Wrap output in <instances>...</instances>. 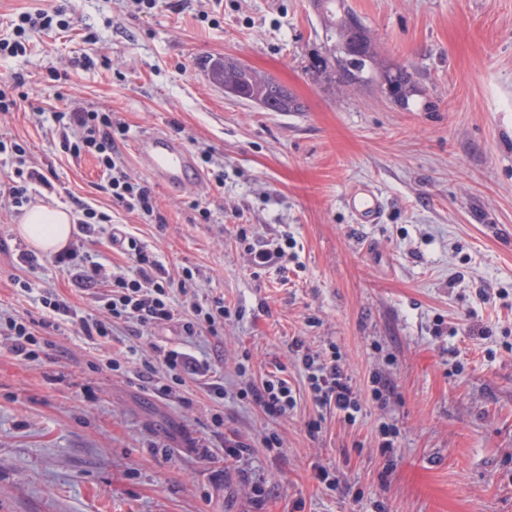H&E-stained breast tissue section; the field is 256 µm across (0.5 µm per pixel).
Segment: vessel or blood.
<instances>
[{"label": "vessel or blood", "instance_id": "1", "mask_svg": "<svg viewBox=\"0 0 512 512\" xmlns=\"http://www.w3.org/2000/svg\"><path fill=\"white\" fill-rule=\"evenodd\" d=\"M132 147L144 168L168 188H184L199 177L193 155L181 141L164 132L138 135ZM348 205L362 223L377 222L382 216L380 197L372 189L351 192Z\"/></svg>", "mask_w": 512, "mask_h": 512}]
</instances>
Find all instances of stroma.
Here are the masks:
<instances>
[{
	"instance_id": "1",
	"label": "stroma",
	"mask_w": 512,
	"mask_h": 512,
	"mask_svg": "<svg viewBox=\"0 0 512 512\" xmlns=\"http://www.w3.org/2000/svg\"><path fill=\"white\" fill-rule=\"evenodd\" d=\"M346 3L382 61L414 68L408 107L312 75L324 51L312 0H0V38L23 12L63 6L72 22L29 31L24 54L0 56V81L22 77L30 99L0 113V135L49 173L33 204L108 213L72 234L92 261L131 268L114 243L131 235L168 268L190 269L199 300L231 307L218 337L174 325L113 334L118 350L154 342L208 362L187 405L143 382L141 356L107 369L77 322L48 334L38 361L0 339V512H512V0ZM84 53L92 65H75ZM222 56L275 77L303 111L225 96L206 72ZM76 106L125 125L117 145L133 177H150L132 150L140 133H171L191 151L199 180L154 188L166 224L113 204L96 161L63 152L52 115ZM362 185L381 198L379 223H357L346 206ZM21 219L0 205V309L40 313L52 289L92 312L54 255L21 262ZM273 238L291 246L287 271L255 272L250 249ZM296 337L340 356L362 392L353 418L316 406ZM275 371L299 392L284 418L240 397ZM375 376L393 388L385 400L371 398ZM218 379L220 405L205 393ZM386 426L396 435L384 454ZM189 434L209 437V457L188 451ZM272 434L281 448L263 447ZM233 435L253 450L230 465Z\"/></svg>"
}]
</instances>
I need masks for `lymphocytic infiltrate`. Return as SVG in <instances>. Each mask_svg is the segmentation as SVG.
Masks as SVG:
<instances>
[{"mask_svg":"<svg viewBox=\"0 0 512 512\" xmlns=\"http://www.w3.org/2000/svg\"><path fill=\"white\" fill-rule=\"evenodd\" d=\"M62 148L73 158L89 155L96 159L107 178L114 204L140 215L154 224L165 218L151 187L133 177L126 169L116 143L125 127L111 113L77 107L53 115ZM126 250L134 259L133 274L107 271L105 266L89 262L80 245H70L57 255L82 289L91 291L94 302L105 310L104 317H79L80 330L88 339L110 343L113 328L124 324L144 333L170 324L183 336H217L224 329V317L230 312L223 298L199 302L189 275L172 276L165 266L147 251L146 245L128 238ZM50 323L43 318L18 317L0 312V335L8 340L10 351L20 360L37 358L35 345L41 330ZM292 352L298 353L313 398L318 406L352 417L360 409L359 394L352 386L338 355L321 357L306 348L301 339H293ZM150 356L143 367L153 391L162 397L186 386L201 370L199 361L179 348L150 344ZM244 398L272 417H284L296 404V393L286 379L271 375L260 381H248Z\"/></svg>","mask_w":512,"mask_h":512,"instance_id":"obj_1","label":"lymphocytic infiltrate"}]
</instances>
